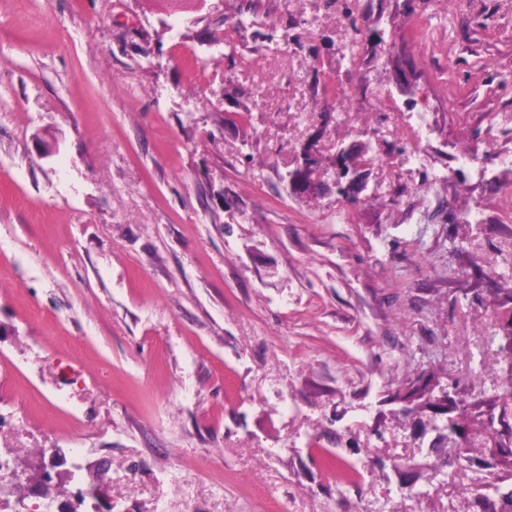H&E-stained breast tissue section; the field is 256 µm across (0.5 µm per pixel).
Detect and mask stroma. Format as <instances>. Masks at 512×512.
Segmentation results:
<instances>
[{"label":"stroma","instance_id":"stroma-1","mask_svg":"<svg viewBox=\"0 0 512 512\" xmlns=\"http://www.w3.org/2000/svg\"><path fill=\"white\" fill-rule=\"evenodd\" d=\"M503 153L512 0H0V457L106 467L78 512H502Z\"/></svg>","mask_w":512,"mask_h":512}]
</instances>
